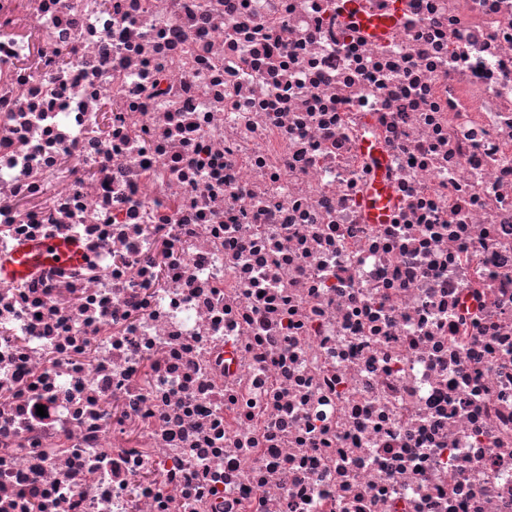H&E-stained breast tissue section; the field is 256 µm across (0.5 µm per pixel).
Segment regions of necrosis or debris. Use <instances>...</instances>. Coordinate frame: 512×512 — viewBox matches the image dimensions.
<instances>
[{
  "label": "necrosis or debris",
  "mask_w": 512,
  "mask_h": 512,
  "mask_svg": "<svg viewBox=\"0 0 512 512\" xmlns=\"http://www.w3.org/2000/svg\"><path fill=\"white\" fill-rule=\"evenodd\" d=\"M403 2L0 0V512H512V0ZM345 15L351 18L366 34L381 39L401 21V0H386L377 17L369 20L361 10L360 0H339ZM60 257L68 263L82 262L83 251L79 243L48 242L35 247H24L5 262H0V272L12 275L26 273L35 264L45 261H53Z\"/></svg>",
  "instance_id": "4bbe7bcc"
}]
</instances>
